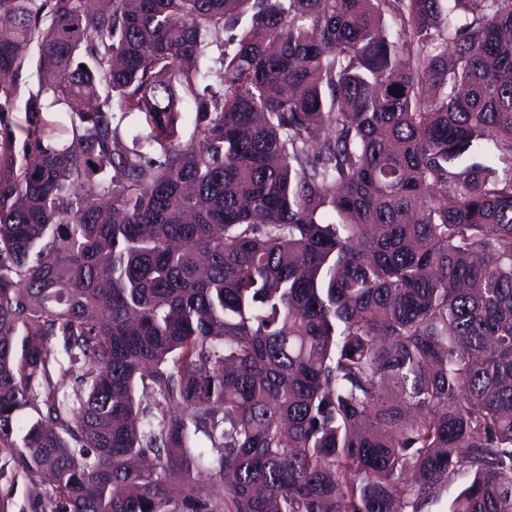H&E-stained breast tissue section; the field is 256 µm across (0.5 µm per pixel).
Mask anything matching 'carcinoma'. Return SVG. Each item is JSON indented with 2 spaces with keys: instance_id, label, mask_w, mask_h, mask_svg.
<instances>
[{
  "instance_id": "1",
  "label": "carcinoma",
  "mask_w": 512,
  "mask_h": 512,
  "mask_svg": "<svg viewBox=\"0 0 512 512\" xmlns=\"http://www.w3.org/2000/svg\"><path fill=\"white\" fill-rule=\"evenodd\" d=\"M0 17L24 512H512V0Z\"/></svg>"
}]
</instances>
